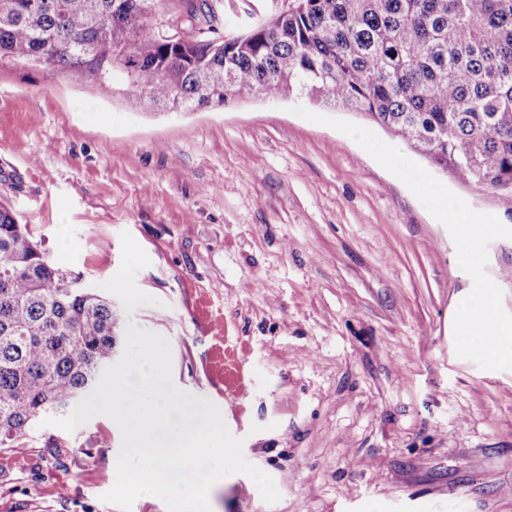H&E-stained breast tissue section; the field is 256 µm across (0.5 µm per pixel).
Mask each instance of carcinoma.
<instances>
[{
	"mask_svg": "<svg viewBox=\"0 0 512 512\" xmlns=\"http://www.w3.org/2000/svg\"><path fill=\"white\" fill-rule=\"evenodd\" d=\"M159 0H0V59L118 71L151 108L303 96L356 112L431 166L512 204V0H303L226 38L146 31ZM0 203V447L65 413L112 363V303Z\"/></svg>",
	"mask_w": 512,
	"mask_h": 512,
	"instance_id": "cac0c4a2",
	"label": "carcinoma"
}]
</instances>
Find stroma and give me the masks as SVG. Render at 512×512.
I'll use <instances>...</instances> for the list:
<instances>
[{
  "label": "stroma",
  "instance_id": "obj_1",
  "mask_svg": "<svg viewBox=\"0 0 512 512\" xmlns=\"http://www.w3.org/2000/svg\"><path fill=\"white\" fill-rule=\"evenodd\" d=\"M226 35L288 0H207ZM299 98L192 112L0 62V200L47 255L165 337L280 497L225 476L211 512H512V370L458 357L473 285L447 228ZM476 211L512 206L449 175ZM487 272L512 313V239ZM122 436L98 415L0 447V512H120Z\"/></svg>",
  "mask_w": 512,
  "mask_h": 512
}]
</instances>
